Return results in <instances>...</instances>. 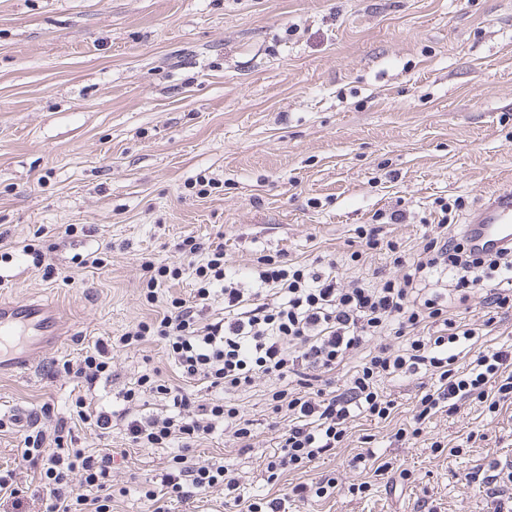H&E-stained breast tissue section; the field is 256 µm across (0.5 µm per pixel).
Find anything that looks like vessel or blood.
I'll return each mask as SVG.
<instances>
[{"instance_id": "vessel-or-blood-1", "label": "vessel or blood", "mask_w": 512, "mask_h": 512, "mask_svg": "<svg viewBox=\"0 0 512 512\" xmlns=\"http://www.w3.org/2000/svg\"><path fill=\"white\" fill-rule=\"evenodd\" d=\"M475 248L497 249L512 243V188L490 193L466 226ZM65 331L56 309L28 301L0 299V374L28 368L25 346H57Z\"/></svg>"}]
</instances>
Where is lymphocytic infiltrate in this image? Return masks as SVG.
<instances>
[{
  "label": "lymphocytic infiltrate",
  "mask_w": 512,
  "mask_h": 512,
  "mask_svg": "<svg viewBox=\"0 0 512 512\" xmlns=\"http://www.w3.org/2000/svg\"><path fill=\"white\" fill-rule=\"evenodd\" d=\"M461 206L458 200L440 204L437 235L415 253L375 229L358 228L366 249L385 252L399 269L370 285L341 284L335 261L320 272L280 253L258 257L252 285L243 288L223 245L193 236L176 244V259L143 258L146 303L158 302L161 289L180 280L187 268L193 273L191 298H170L161 317L95 341L61 368L87 387L107 384L113 377L112 350L160 342L176 378L141 374L119 391L117 409L82 396L66 418L55 416L47 404L27 414L20 456L39 469L46 512H112L114 453L77 447L72 438L77 423L103 434L118 425L131 447L171 449L165 493H144L148 512H168L167 497L186 502L216 486L245 512H288L290 497L328 496L336 486L329 476L296 485L288 497L247 500L233 469L195 455V444L219 431L234 447L251 448L252 422L231 395L264 376L280 382L268 401L286 423L265 459L271 482L341 447L355 418L392 419L398 404L380 389L385 378L423 373L433 379L416 402L418 425L437 413L456 412L470 399L496 412L512 396V344L480 351L473 364L457 366L458 345L477 334L460 307L471 294L484 292L486 328L512 311V246L475 252L464 232L452 228ZM215 300L222 301L224 314L212 318L208 310ZM381 334L394 337L395 346L370 348ZM359 351L361 364L337 381V370ZM196 384L204 394L193 392Z\"/></svg>",
  "instance_id": "obj_1"
}]
</instances>
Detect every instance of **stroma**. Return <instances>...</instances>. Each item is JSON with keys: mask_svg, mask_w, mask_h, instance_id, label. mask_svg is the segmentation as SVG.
Listing matches in <instances>:
<instances>
[{"mask_svg": "<svg viewBox=\"0 0 512 512\" xmlns=\"http://www.w3.org/2000/svg\"><path fill=\"white\" fill-rule=\"evenodd\" d=\"M509 186L512 0H0V296L53 305L68 322L57 348L0 376V416L46 403L67 416L84 389L50 364L161 315L165 302L140 298L141 260L173 257L185 236L222 243L242 275L282 251L308 265L335 257L343 281L369 285L394 267L375 252L351 264L357 226L402 213L381 230L413 252L439 200L461 199L463 224ZM33 241L54 277L24 254ZM106 243L107 267L81 265ZM112 364L117 384L98 390L107 400L145 371L175 376L158 342ZM421 382H384L399 404L392 421L356 419L341 448L272 484L275 378L234 395L254 423L249 451L217 434L196 452L223 459L247 497L336 477L330 497L289 512H495L498 500L462 479L512 458V399L494 415L467 402L398 440ZM73 434L81 448L125 451L114 480L127 493L112 512H146L169 449L127 448L117 428ZM18 443L0 432V471L22 489L15 512H44ZM369 449L393 470L357 460ZM363 481L369 493H353Z\"/></svg>", "mask_w": 512, "mask_h": 512, "instance_id": "obj_1", "label": "stroma"}]
</instances>
